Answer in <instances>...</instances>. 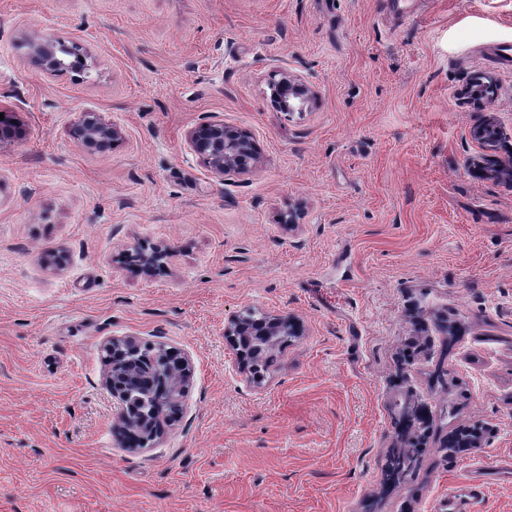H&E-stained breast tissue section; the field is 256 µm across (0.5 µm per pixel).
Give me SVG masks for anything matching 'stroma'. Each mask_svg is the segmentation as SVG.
<instances>
[{"label":"stroma","instance_id":"1","mask_svg":"<svg viewBox=\"0 0 512 512\" xmlns=\"http://www.w3.org/2000/svg\"><path fill=\"white\" fill-rule=\"evenodd\" d=\"M283 70L311 108L272 106ZM0 110V512H447L480 474L474 512H512V182L472 135L512 133V0H0ZM84 112L111 150L74 138ZM216 121L255 170L190 148ZM140 241L167 270L128 263ZM250 311L299 329L259 379L224 334ZM115 337L192 362L154 447L113 428ZM409 398L427 449L390 483ZM461 429L478 446L446 447ZM31 58L41 67L48 70L76 68L69 57L82 60V47L77 44L66 46L51 38L30 36L26 39ZM74 137L88 150L104 151L119 140V128L106 121L99 113L84 112L74 126ZM494 130L495 134L488 137L486 132ZM475 138L478 142L486 149L490 150L491 154H486L482 161L477 163L476 168L486 174L492 176L507 175L509 178L512 177V156L506 163L501 160L497 153L502 142L507 138V134L498 128L494 120L491 118L482 121L478 127L474 130ZM191 148L202 155L210 171L223 177L228 171L248 173L259 163L256 146L251 137L224 123H207L188 134ZM174 255L166 244L147 242H138L127 252L129 261L149 276L164 270Z\"/></svg>","mask_w":512,"mask_h":512}]
</instances>
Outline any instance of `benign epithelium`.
Returning <instances> with one entry per match:
<instances>
[{"mask_svg": "<svg viewBox=\"0 0 512 512\" xmlns=\"http://www.w3.org/2000/svg\"><path fill=\"white\" fill-rule=\"evenodd\" d=\"M31 58L48 70H62L72 67L68 58L82 60V47L73 44L66 46L51 38L30 36L26 39ZM272 100L282 112H300L312 100V92L300 78L288 73L271 82ZM74 137L88 150L104 151L119 140V128L106 121L96 112H83L74 126ZM475 138L490 153L477 163V169L492 176L512 177V158L503 161L496 155L507 134L498 128L494 120L482 121L474 130ZM191 148L202 155L210 171L217 177L228 171L248 173L259 163L256 146L251 137L238 129L222 123L203 124L188 134ZM174 251L166 244L139 242L127 252L131 263L145 274L152 276L164 270ZM224 335L229 337L237 351L241 369L249 368V355L240 348V339L245 336L261 335L280 340L297 335L293 319L287 315H268L260 323H253L242 316H234L224 327ZM140 347V343L130 338H113L106 342L105 384L116 400L114 415L115 428L138 437L140 445H153L172 423L169 410L180 412L186 395L191 363L187 356L177 350L159 345L155 351V365L161 379L157 389V406L148 410H136L127 404L129 391L139 387L141 378L132 360L127 355Z\"/></svg>", "mask_w": 512, "mask_h": 512, "instance_id": "obj_1", "label": "benign epithelium"}]
</instances>
